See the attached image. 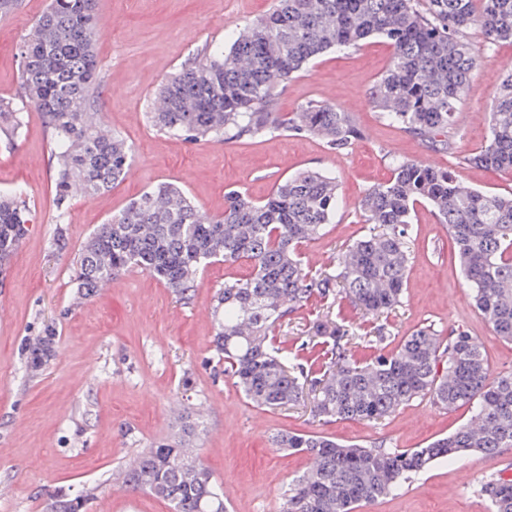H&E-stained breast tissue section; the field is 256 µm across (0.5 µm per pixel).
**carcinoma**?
<instances>
[{"label": "carcinoma", "instance_id": "obj_1", "mask_svg": "<svg viewBox=\"0 0 512 512\" xmlns=\"http://www.w3.org/2000/svg\"><path fill=\"white\" fill-rule=\"evenodd\" d=\"M480 7H475V4ZM492 43L512 42V0H278L269 14L232 33L229 46L207 44L164 82L160 106L147 113L159 131L188 143H232L277 133L316 135L332 151L360 137L350 113L310 101L280 112V86L333 48L358 49L381 37L390 62L370 100L388 122L449 150V130L478 66L466 32ZM98 0H49L20 49L21 87L0 98V141L23 133L25 108L37 110L50 134L56 223H65L74 191L103 192L122 181L133 149L105 129L97 102L102 77L96 53ZM489 133L474 166L512 170V71L493 94ZM392 177L360 202L368 232L339 257L336 273L305 271L300 246L323 234L342 203L336 178L302 170L262 201L224 193L211 214L174 183L144 192L98 225L74 258L72 282L90 296L131 269L164 283L181 300L198 275L218 261L251 264L248 278L227 280L213 305V347L224 373L259 408L312 401L325 422L377 420L418 398L470 417L424 448L342 446L310 432H281L273 445L305 454L310 466L290 483L282 512H355L399 489L428 464L458 462L468 451L492 455L512 448V371L492 373L476 337H442L424 326L396 350L362 365L351 353L349 329L327 317L309 326L294 352L271 333L296 309L340 295L379 316L402 300L416 205L426 203L458 246L461 272L493 333L512 342V195L461 184L446 169L394 158ZM30 209L21 189L0 193V274L28 231ZM55 327L45 329L30 364L51 355ZM319 348L318 363L303 353ZM200 422L182 417L180 435L144 449L122 471V483L167 501L171 512H227L211 471L190 447ZM481 492L492 512H512V478L490 475ZM90 494L60 493L49 512H86Z\"/></svg>", "mask_w": 512, "mask_h": 512}]
</instances>
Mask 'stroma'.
Returning a JSON list of instances; mask_svg holds the SVG:
<instances>
[{
    "instance_id": "obj_1",
    "label": "stroma",
    "mask_w": 512,
    "mask_h": 512,
    "mask_svg": "<svg viewBox=\"0 0 512 512\" xmlns=\"http://www.w3.org/2000/svg\"><path fill=\"white\" fill-rule=\"evenodd\" d=\"M48 0H22L0 19V97L20 84L19 45ZM277 0H99L96 51L103 80L101 111L108 129L132 143L125 180L93 197L76 195L64 226L68 247L54 245L53 164L47 133L30 112L25 134L0 142V192L23 188L33 214L27 235L0 283V512H43L48 494H91L88 512H171L149 493L111 492L112 475L149 445L172 438L179 410L199 415L197 451L224 492L230 512H281L288 483L307 456L271 445L283 431L315 432L367 448H421L452 433L468 412L417 399L375 421L325 423L309 405L277 410L251 404L225 377L213 351L211 304L225 280L251 274L248 263L217 262L202 272L183 303L162 282L135 270L95 296L80 298L71 283L73 258L97 225L161 182L178 184L209 212L224 208L225 191L264 200L291 174L315 169L336 176L344 206L323 236L305 243L306 271L335 272L345 249L367 230L358 208L365 192L391 177L398 156L452 170L467 186L512 193V171L466 164L488 136L493 92L512 70V44L489 43L477 29L467 40L478 61L458 108L453 148L438 151L381 118L369 99L389 64L391 47L373 38L360 49L329 51L281 88L278 107L295 112L311 101L351 113L362 137L340 152L313 136L288 132L237 143L188 144L146 118L162 80L203 46L270 13ZM402 302L379 318L339 299L333 318L355 335V359L394 350L422 325L449 336L467 331L482 343L493 371L512 370V342L495 336L460 273L457 249L429 206L415 209ZM58 332L55 355L31 369L32 349L47 323ZM467 469L471 478L460 484ZM512 470V448L439 460L397 494L357 512H489L481 478Z\"/></svg>"
}]
</instances>
